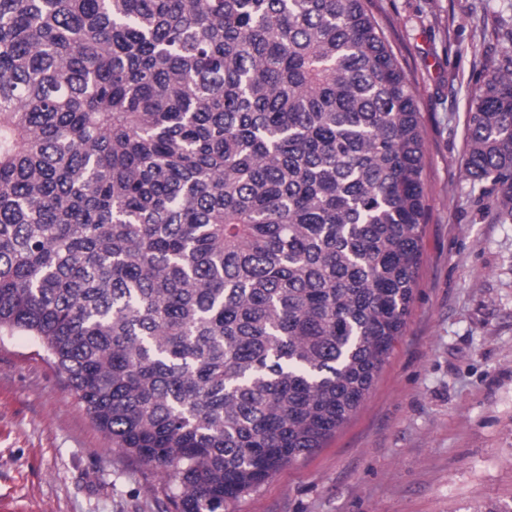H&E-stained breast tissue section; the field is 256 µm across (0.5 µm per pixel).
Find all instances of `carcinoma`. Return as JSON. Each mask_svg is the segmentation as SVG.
I'll return each instance as SVG.
<instances>
[{
  "label": "carcinoma",
  "mask_w": 512,
  "mask_h": 512,
  "mask_svg": "<svg viewBox=\"0 0 512 512\" xmlns=\"http://www.w3.org/2000/svg\"><path fill=\"white\" fill-rule=\"evenodd\" d=\"M370 2L0 0V332L173 512L321 448L403 334L425 143ZM462 168L511 224V50Z\"/></svg>",
  "instance_id": "1"
}]
</instances>
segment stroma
<instances>
[{"label":"stroma","instance_id":"1","mask_svg":"<svg viewBox=\"0 0 512 512\" xmlns=\"http://www.w3.org/2000/svg\"><path fill=\"white\" fill-rule=\"evenodd\" d=\"M418 95L428 220L412 312L369 395L226 512H488L512 504V224L463 174L468 99L512 0H372ZM41 344L0 335V512H168Z\"/></svg>","mask_w":512,"mask_h":512}]
</instances>
